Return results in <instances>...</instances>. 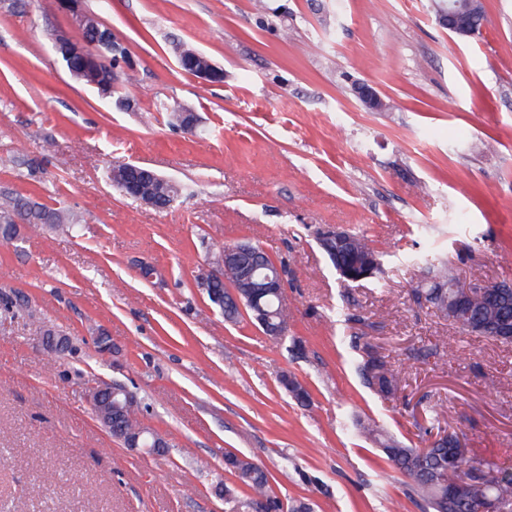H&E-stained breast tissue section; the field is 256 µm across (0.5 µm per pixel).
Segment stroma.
I'll use <instances>...</instances> for the list:
<instances>
[{
    "instance_id": "35a3bbf8",
    "label": "stroma",
    "mask_w": 512,
    "mask_h": 512,
    "mask_svg": "<svg viewBox=\"0 0 512 512\" xmlns=\"http://www.w3.org/2000/svg\"><path fill=\"white\" fill-rule=\"evenodd\" d=\"M436 2L83 0L127 51L123 109L55 54V35L77 34L56 0H0V192L84 216L0 242V512H232L228 451L269 471L282 512H422L408 478L344 428L356 416L404 441L432 418L512 466V344L417 304L412 262L512 281V0H483L471 37ZM178 44L223 82L181 70ZM159 100L194 112L195 134ZM117 161L181 197L158 210L124 196ZM327 226L364 234L382 274L346 285L317 242ZM241 241L288 269L282 341L249 316L226 322L195 284L210 245ZM48 329L72 351H52ZM355 337L402 372L395 400L362 385ZM103 381L136 396L165 451L101 426L88 393Z\"/></svg>"
}]
</instances>
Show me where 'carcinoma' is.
<instances>
[{
  "label": "carcinoma",
  "instance_id": "carcinoma-1",
  "mask_svg": "<svg viewBox=\"0 0 512 512\" xmlns=\"http://www.w3.org/2000/svg\"><path fill=\"white\" fill-rule=\"evenodd\" d=\"M67 65L82 74V83L95 87L105 98L112 97L110 75L100 71L96 63L83 55L74 54ZM142 195L155 199L161 208H169L181 194L179 185L146 178L141 183ZM27 224H49L74 227L80 216L60 208L39 204L17 193L0 195V239L9 241L19 233L18 220ZM354 246L339 259H332L336 267L356 270L372 255H379L365 236L352 232ZM255 256V271L251 280L242 277L236 267L224 270V281H209L203 273L195 276L197 287L206 294L210 303L224 319L235 322L245 308L250 317L274 341L282 337L273 332L288 322V310L281 293L268 288L257 299L254 288L265 277L274 276L284 265L274 262L262 249L250 245ZM425 276L421 287L414 289L416 301L424 303L450 320L462 334L489 338V331L504 322L512 324V288L497 293L474 295L456 300L451 284L456 279L454 268L448 262L427 254L417 257ZM361 357L354 360L363 385L384 399L397 397L402 377L399 371L387 366L383 357L376 355L369 344L359 348ZM281 385L300 403L309 401L306 388L297 380L283 376ZM348 430L361 434L378 444L388 461L411 481V491L422 502L423 512H486L492 500L512 504V467L504 464L470 458L458 445L453 434L441 441H431L428 449L407 445L376 426L359 418L345 423ZM108 430L113 437L138 438V446L156 450L159 434L143 425L137 410L126 406L124 396L112 397V419ZM224 468L245 486L246 496L240 497L234 488L224 486V497L234 502L236 512H274L279 508L271 495L269 474L266 469L246 457L233 452L224 453ZM465 482L461 495L448 496V484Z\"/></svg>",
  "mask_w": 512,
  "mask_h": 512
}]
</instances>
